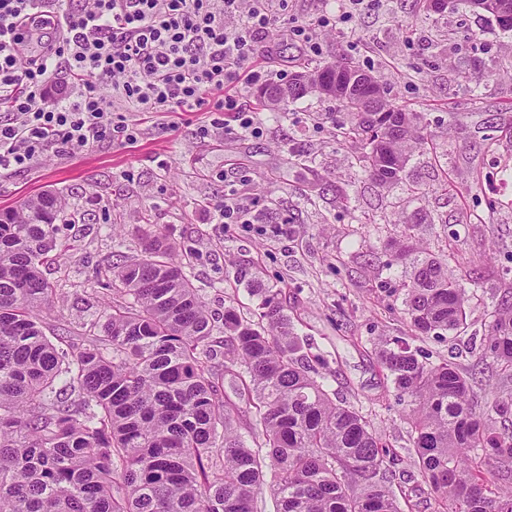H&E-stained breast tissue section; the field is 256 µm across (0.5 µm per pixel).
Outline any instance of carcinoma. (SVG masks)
<instances>
[{"instance_id": "cac0c4a2", "label": "carcinoma", "mask_w": 512, "mask_h": 512, "mask_svg": "<svg viewBox=\"0 0 512 512\" xmlns=\"http://www.w3.org/2000/svg\"><path fill=\"white\" fill-rule=\"evenodd\" d=\"M366 85L332 94L352 116L336 143L354 150L362 175L382 188L408 181L414 152L438 159L436 135L361 67L303 61L310 83L259 87L257 108L287 112L323 93L336 73ZM374 96L375 111L361 97ZM56 193L8 210L0 222V512H254L269 485L276 512H402L390 476L398 454L358 410L336 399L319 354L310 358L280 291L253 288L254 316L224 308V339L163 235L143 255L107 263L112 312L77 345L44 331L57 288L44 275L60 246ZM436 223L407 216L393 224L409 260L402 303L416 336L457 332L469 295L448 270L451 255L417 247ZM384 379L406 402L414 464L437 512H512V394L478 405L457 363L423 360L405 338L376 344ZM224 357L218 368L212 361ZM483 359L512 379V302L495 308ZM253 417L240 431L244 414Z\"/></svg>"}]
</instances>
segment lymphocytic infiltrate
I'll return each instance as SVG.
<instances>
[{
	"label": "lymphocytic infiltrate",
	"instance_id": "f902f5d3",
	"mask_svg": "<svg viewBox=\"0 0 512 512\" xmlns=\"http://www.w3.org/2000/svg\"><path fill=\"white\" fill-rule=\"evenodd\" d=\"M51 2L0 0L1 171L134 144L144 112L206 113L202 139L230 114L239 132L260 136L243 99L268 81L253 60L276 11L288 14L289 38L316 55L318 30L364 0L312 22L292 16L291 0H81L57 12ZM206 208L215 224L252 221L250 200L232 186Z\"/></svg>",
	"mask_w": 512,
	"mask_h": 512
}]
</instances>
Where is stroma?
Instances as JSON below:
<instances>
[{
	"mask_svg": "<svg viewBox=\"0 0 512 512\" xmlns=\"http://www.w3.org/2000/svg\"><path fill=\"white\" fill-rule=\"evenodd\" d=\"M258 62L269 75L290 74L306 58L279 29L265 33ZM321 64L349 59L383 84L391 98L425 113L442 146L441 161L414 155L410 179L427 188L408 201L405 186L381 188L350 165L337 146L336 123L349 115L339 101L315 94L286 113H263L259 137L212 134L199 141L203 115H174V128L144 119L134 145H104L74 158H54L30 170L0 174V209L19 206L45 189L61 193V233L74 247L57 253L49 277L58 296L44 315L46 333L74 339L82 323L112 303L98 270L115 255H140L163 233L191 252L186 272L214 318L229 305L246 310L256 285L280 289L298 335L329 361L327 384L359 410L394 446L396 489L412 512H435V495L408 452L402 404L386 394L374 345L410 333L402 299L394 295L405 268L388 246V225L423 211L458 232L449 268L470 295L461 333L414 339L430 362L453 359L476 374L475 392H512V380L480 361L490 312L512 292L501 268L512 260V31L465 6L424 12L419 0H382L351 26L323 34ZM479 75L461 85L458 70ZM133 172L125 180L124 172ZM449 191H441L442 179ZM256 194L250 224L211 223L205 204L227 185ZM372 216L381 230L351 220Z\"/></svg>",
	"mask_w": 512,
	"mask_h": 512,
	"instance_id": "obj_1",
	"label": "stroma"
}]
</instances>
